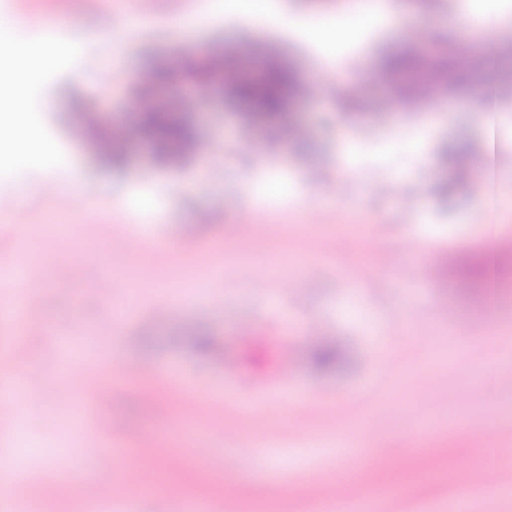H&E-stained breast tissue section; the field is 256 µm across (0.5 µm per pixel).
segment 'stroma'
Instances as JSON below:
<instances>
[{
  "label": "stroma",
  "mask_w": 512,
  "mask_h": 512,
  "mask_svg": "<svg viewBox=\"0 0 512 512\" xmlns=\"http://www.w3.org/2000/svg\"><path fill=\"white\" fill-rule=\"evenodd\" d=\"M478 2L396 0L389 18L340 46L339 74L300 31L220 13L172 27L200 0H90L86 25L31 12L77 51L17 109L78 162L97 206L80 219L52 204L70 164L0 172V198L12 202L0 211V303L13 296L14 268L37 278L62 259L71 272L65 287L26 302L23 317H0V373L41 372L0 408V461L19 464L32 485L16 512H72L78 500L101 512L112 500L98 484L104 471L127 482L124 512H174L181 499L202 512H334L359 460L376 456L386 465L360 512H454L462 468L502 479V499L473 492L468 512H512V290L468 296L454 277L418 275L485 252L483 205L512 201V110L496 130L489 185L472 162L485 149L472 98L400 108L375 76L381 49L410 28L427 51L480 52L482 38L462 28ZM132 14L143 24L131 32ZM242 46L321 75L328 95L295 100L289 125L299 135L253 126L224 95L199 111L182 70L167 94L140 77L194 50L222 60ZM139 97L189 113L197 136L186 156L159 162L132 129L127 110ZM271 183L279 194H267ZM145 197L148 212L138 208ZM257 205L278 236L235 235L242 210ZM129 235L148 251H126ZM373 238L393 260L368 278ZM106 276L122 287L108 302L96 292ZM458 321L467 338L453 337ZM327 343L345 355L341 371L312 365ZM99 353L112 359L99 375L112 392L106 407L77 389ZM219 407L221 434L211 419ZM347 433L357 446L337 448ZM128 453L142 459L131 477ZM48 484L60 495L43 497Z\"/></svg>",
  "instance_id": "stroma-1"
}]
</instances>
